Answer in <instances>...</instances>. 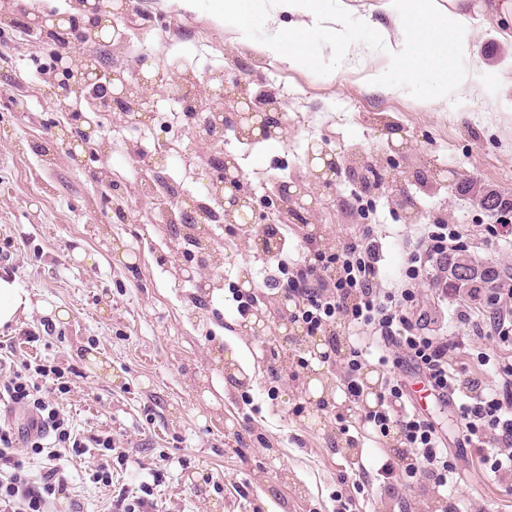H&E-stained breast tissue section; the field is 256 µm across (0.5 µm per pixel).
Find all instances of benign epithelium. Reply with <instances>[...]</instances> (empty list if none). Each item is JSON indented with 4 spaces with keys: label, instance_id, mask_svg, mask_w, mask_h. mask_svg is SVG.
I'll list each match as a JSON object with an SVG mask.
<instances>
[{
    "label": "benign epithelium",
    "instance_id": "7a95c632",
    "mask_svg": "<svg viewBox=\"0 0 512 512\" xmlns=\"http://www.w3.org/2000/svg\"><path fill=\"white\" fill-rule=\"evenodd\" d=\"M81 3L90 19L85 30L60 28L65 21L73 23L69 15L44 16L36 12L32 18L24 17L28 32L39 38L64 34V42L56 45L53 52L54 70L46 94L64 109L66 124L62 125L61 149L76 164L81 166L90 157L105 155L112 129L104 125L101 117L105 112H116L120 116L119 131L128 134L125 141L130 149V163L140 171L151 170L157 178L163 176L167 149L158 145L150 148L143 143L145 130L151 125L158 105L149 91L159 83L167 86L162 100L177 104L187 119L188 136L193 144L211 148L229 134L241 144L288 137L284 103L262 82L246 77L235 58L229 61L224 73L213 77V88L199 86L194 76L187 81L172 82L170 68L146 54L109 70L103 69L100 61H77L80 45L89 40L108 41L114 46L126 42L117 18L129 6V0L114 4L105 0H81ZM316 159L323 162V170H317L315 165L310 167L306 182L274 180L260 207L255 194L243 183L244 174L235 156L225 151L218 166L205 161L198 172L210 199L208 210L201 209L199 201L183 197L176 199L175 206L198 224L211 223L209 214L213 213L224 215V223L240 228L263 225V230L253 235V242L260 252L271 257L280 249L277 224L303 221L312 225L309 237L320 234V227L315 225L318 193L313 188L332 184L333 176L341 172V164L336 151L322 142L309 144L308 161ZM346 170L364 191L384 185L394 187L380 164L367 161L357 167L350 163ZM272 331L284 342L298 341L312 357H321L319 339L306 335L301 326L286 319L274 326L264 310H256L249 335L261 339Z\"/></svg>",
    "mask_w": 512,
    "mask_h": 512
}]
</instances>
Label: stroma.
Masks as SVG:
<instances>
[{"mask_svg": "<svg viewBox=\"0 0 512 512\" xmlns=\"http://www.w3.org/2000/svg\"><path fill=\"white\" fill-rule=\"evenodd\" d=\"M125 53L156 59L184 58L199 82L227 67L226 49L255 68L286 105L288 137L252 146L227 137L256 195L271 178L306 175L310 142L337 152L384 153L388 141H405L407 156L386 168L412 197L425 224L458 227L468 250L480 259L512 265V213L498 222L492 243L482 236L490 219L461 190L462 181L483 183L512 197V113L476 101L427 110L418 103L424 81L404 69L387 80L402 84L397 97L372 91L360 73L328 77L331 51L318 42L320 66L294 70L260 57L250 46L268 29L256 25L249 43L212 18L211 0L194 10L172 0H131L120 23ZM475 64L512 67V45L495 35V24L473 26ZM52 73L48 51L24 34L0 32V270L13 274L34 299L52 300L70 312L55 324L35 314L0 332V345L15 363L38 359L63 373L68 389L52 396L74 432L112 440L111 486L97 483V450L81 457L32 454L27 471L39 476L55 466L68 479L54 512H113L118 492L141 496L153 490V512H336L340 470L348 468L346 446L374 459L393 442L348 413L341 368L313 358L333 387L336 407L346 411L348 434H340L330 410L312 411L304 380L280 365L284 344L257 339L243 329L232 299L243 272L254 282L266 274L267 258L247 236H226L214 227V253L199 256L184 243V226L153 221L151 201L129 196L117 219L104 182L75 165L63 150L43 155L34 142L58 130L63 114L42 94ZM150 141L169 146L167 173L197 199L203 152L195 148L179 116L158 112ZM448 170V184L421 183L423 167ZM317 222L322 241L335 242L372 225L388 244L389 283L399 280L401 256L415 243L417 226L406 223L391 189L358 193L346 177L321 189ZM199 265L206 289L182 280L178 269ZM253 425V436L243 435ZM461 477L451 489L456 512H512V488L494 481L487 467L461 451Z\"/></svg>", "mask_w": 512, "mask_h": 512, "instance_id": "obj_1", "label": "stroma"}]
</instances>
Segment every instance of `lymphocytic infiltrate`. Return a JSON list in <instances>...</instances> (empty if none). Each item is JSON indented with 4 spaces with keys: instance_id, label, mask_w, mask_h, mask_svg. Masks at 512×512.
Masks as SVG:
<instances>
[{
    "instance_id": "lymphocytic-infiltrate-1",
    "label": "lymphocytic infiltrate",
    "mask_w": 512,
    "mask_h": 512,
    "mask_svg": "<svg viewBox=\"0 0 512 512\" xmlns=\"http://www.w3.org/2000/svg\"><path fill=\"white\" fill-rule=\"evenodd\" d=\"M462 234L445 224L422 225L412 250L403 259L404 278L397 287H383V246L371 225L339 240L328 249H308L289 282L281 277L288 267L287 252L273 256L268 275L255 293L239 300L238 313L256 307L262 297L282 296V310L290 320L305 327L308 335H322L327 346L323 359L341 361L346 395L359 401L362 391L363 350L336 347L338 332L363 330L380 352L379 365L386 367L380 385V402L365 409L364 423L382 436H396V456L369 461L355 456L350 470L341 474V484L351 486L343 512H352L355 497L373 483L390 484L401 512H407L414 490H440L456 475V456L438 433L434 421L418 412L405 390L404 375L423 374L444 406L456 409L460 419L459 448L468 449L495 478L512 482V358H499L495 370L497 389L484 382L483 372L464 362L469 350L464 338L426 334L427 315H414L416 287L428 283L440 297L448 295L445 258L463 246ZM459 329L471 330L477 338L506 345L512 343V309L496 317L477 318L471 306L457 313ZM38 385L21 372L0 378V400L27 410L25 427L0 426V467L7 475L0 481V512H46L54 495L65 492V480L56 468H47L40 482L31 481L25 459L28 451H40L47 436L56 444L76 448L93 445L111 449L112 441L101 436L72 438L64 414L49 406L38 394Z\"/></svg>"
}]
</instances>
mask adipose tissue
<instances>
[{
    "mask_svg": "<svg viewBox=\"0 0 512 512\" xmlns=\"http://www.w3.org/2000/svg\"><path fill=\"white\" fill-rule=\"evenodd\" d=\"M378 8L382 17L373 27L386 64L365 74L366 85L401 93V86L387 82L386 71L406 67L428 77L420 104L429 110L462 97L488 103L512 86L496 67L480 72L470 61L473 13L484 10L512 31V0H484L480 6L474 0H380ZM273 12L287 15L288 22L271 29L257 45L258 53L290 68L305 69L313 64L316 40L321 37L333 50V70L349 69L362 58V48L348 38L354 9L347 0H273ZM35 313L54 322L68 317L66 309L53 302L33 300L15 276L0 275V328L19 324Z\"/></svg>",
    "mask_w": 512,
    "mask_h": 512,
    "instance_id": "obj_1",
    "label": "adipose tissue"
}]
</instances>
